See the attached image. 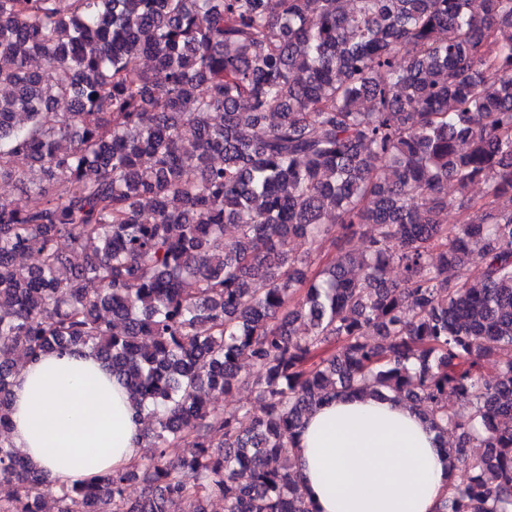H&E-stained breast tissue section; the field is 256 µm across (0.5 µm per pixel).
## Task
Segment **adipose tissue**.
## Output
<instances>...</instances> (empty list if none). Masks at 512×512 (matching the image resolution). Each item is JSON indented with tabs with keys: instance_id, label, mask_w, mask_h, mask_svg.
Instances as JSON below:
<instances>
[{
	"instance_id": "obj_1",
	"label": "adipose tissue",
	"mask_w": 512,
	"mask_h": 512,
	"mask_svg": "<svg viewBox=\"0 0 512 512\" xmlns=\"http://www.w3.org/2000/svg\"><path fill=\"white\" fill-rule=\"evenodd\" d=\"M11 439L56 487L128 467L142 429L125 390L91 352L27 362L12 390ZM292 454L317 512H439L448 459L415 409L353 394L318 407Z\"/></svg>"
}]
</instances>
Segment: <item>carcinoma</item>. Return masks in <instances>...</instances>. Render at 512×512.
<instances>
[{"label":"carcinoma","instance_id":"obj_1","mask_svg":"<svg viewBox=\"0 0 512 512\" xmlns=\"http://www.w3.org/2000/svg\"><path fill=\"white\" fill-rule=\"evenodd\" d=\"M0 87V512L46 482L17 350L91 351L152 422L58 512H314L285 449L347 392L437 432L440 512H512V0H0ZM241 385L261 416L209 408Z\"/></svg>","mask_w":512,"mask_h":512}]
</instances>
